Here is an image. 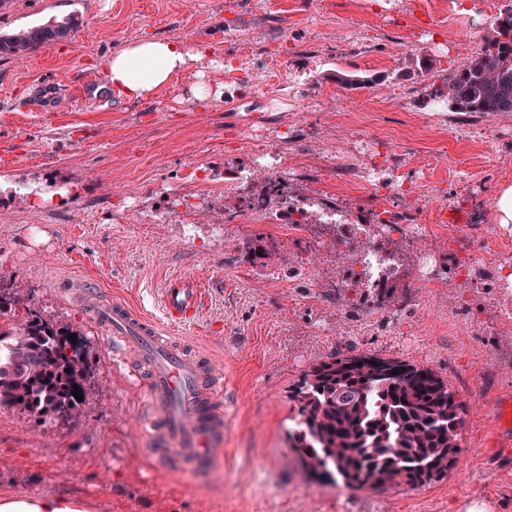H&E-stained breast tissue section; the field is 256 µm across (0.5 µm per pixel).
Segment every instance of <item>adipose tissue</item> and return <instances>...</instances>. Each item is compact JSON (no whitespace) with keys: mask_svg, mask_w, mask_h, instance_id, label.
<instances>
[{"mask_svg":"<svg viewBox=\"0 0 512 512\" xmlns=\"http://www.w3.org/2000/svg\"><path fill=\"white\" fill-rule=\"evenodd\" d=\"M206 48L188 51L180 42L144 37L103 57L99 65L117 98L151 100L187 65L203 59Z\"/></svg>","mask_w":512,"mask_h":512,"instance_id":"1","label":"adipose tissue"}]
</instances>
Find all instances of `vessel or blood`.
<instances>
[{
  "label": "vessel or blood",
  "mask_w": 512,
  "mask_h": 512,
  "mask_svg": "<svg viewBox=\"0 0 512 512\" xmlns=\"http://www.w3.org/2000/svg\"><path fill=\"white\" fill-rule=\"evenodd\" d=\"M61 96L54 81L37 89L30 110L56 109ZM201 295L173 288L167 295L170 319H192ZM88 314L112 335V351L145 384L148 408L145 426L152 453L172 472L185 466L210 468L224 447V375L211 358L170 336L151 317L120 299L103 298L94 287L82 292Z\"/></svg>",
  "instance_id": "1"
}]
</instances>
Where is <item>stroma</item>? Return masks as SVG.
Instances as JSON below:
<instances>
[{
  "instance_id": "35a3bbf8",
  "label": "stroma",
  "mask_w": 512,
  "mask_h": 512,
  "mask_svg": "<svg viewBox=\"0 0 512 512\" xmlns=\"http://www.w3.org/2000/svg\"><path fill=\"white\" fill-rule=\"evenodd\" d=\"M426 2L0 0L1 33L53 19L71 26L25 57L0 56V284L86 334L93 385L77 417L50 426L0 407V500L61 496L80 512H464L471 502L512 512V441L497 420L512 397V325L500 320L512 297L448 275L421 287L414 250L392 239V308L356 287L329 300L326 285L346 279L360 246L355 224L309 252L249 213L245 200L261 187L236 180L264 147L312 167L302 193L338 198L357 219L387 204L425 225L414 249L445 265L512 258V223L493 232L497 190L512 184V113L431 110L435 87L484 47L507 0H457L451 13ZM148 35L209 55L150 101L111 96L99 60ZM232 61L239 79L228 84ZM298 71L310 75L300 97L270 109L271 92ZM340 73L355 84L341 85ZM49 79L62 84L60 110L26 111ZM201 87L210 91L203 101ZM366 163L396 164L411 193L337 186V166ZM22 187L36 200L19 197ZM448 224L465 249L449 243ZM89 281L158 320L168 288L201 290L195 320L164 328L224 372V456L209 471L171 474L149 453L142 393L77 298ZM340 354L406 360L447 380L461 418L447 477L373 491L298 470L290 392L313 363Z\"/></svg>"
}]
</instances>
